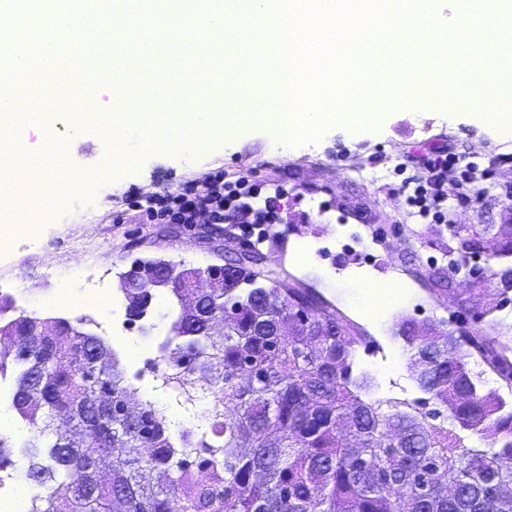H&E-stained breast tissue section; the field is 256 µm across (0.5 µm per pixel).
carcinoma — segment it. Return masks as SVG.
<instances>
[{
  "label": "carcinoma",
  "mask_w": 512,
  "mask_h": 512,
  "mask_svg": "<svg viewBox=\"0 0 512 512\" xmlns=\"http://www.w3.org/2000/svg\"><path fill=\"white\" fill-rule=\"evenodd\" d=\"M456 269L480 251L486 229L449 225ZM492 255H512V224L492 232ZM251 248L225 259L224 287L206 311L224 318V336L203 333L199 315L181 309L171 325L184 360L180 382L211 377L224 404L214 426L223 444L175 446L166 417L153 406L127 410L124 371L99 338L64 319L21 317L14 336L22 366L18 414L50 439L49 463H30L37 512H512V411L483 394L470 364L482 362L512 382V361L479 333L438 336L406 321L400 332L416 352L409 371L426 402L364 399L353 374L358 326L311 288H292ZM198 271L180 270L175 294L193 290ZM154 288L136 278L124 289L132 308ZM112 403V416L102 411ZM447 418L490 439V450L463 445ZM67 413L91 435L83 448L51 429ZM198 455L193 463L186 449ZM163 471L166 487L141 483L143 468Z\"/></svg>",
  "instance_id": "1"
}]
</instances>
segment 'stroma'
<instances>
[{
    "instance_id": "35a3bbf8",
    "label": "stroma",
    "mask_w": 512,
    "mask_h": 512,
    "mask_svg": "<svg viewBox=\"0 0 512 512\" xmlns=\"http://www.w3.org/2000/svg\"><path fill=\"white\" fill-rule=\"evenodd\" d=\"M112 143L86 131L64 162L70 173L93 171L110 155ZM449 154V179L468 171L482 195L465 203L448 204V221L435 224L415 216L402 186L427 176L435 157ZM229 178L254 176L257 184H278L288 191L283 222L276 236L265 228L247 233L239 225L215 223L200 215L193 224L147 220L143 208L158 195L202 185L215 173ZM512 129L493 137L475 122L451 123L436 112L392 111L380 128L355 131L336 127L319 140L288 155L275 151L268 134L254 129L231 150H221L190 164L180 154L141 156L125 187L76 185L62 199H50L34 212L31 225L39 236L27 248L15 243L14 232H0V278L10 280L19 300L0 314L8 322L19 316L64 318L80 331L100 335L99 324L118 313L128 339L142 344L148 357L171 333V293L155 291L142 316L111 305L92 310L82 303L81 284L96 267L108 269L111 296H121L120 280L136 260L164 259L181 268L206 269L224 256L260 246L266 268L298 288H311L335 304L358 324L368 342L355 353V374L366 376L363 398L386 397L388 378H396L411 392L424 394L408 370L411 350L396 333L401 321L433 325L437 332L454 328L457 298L448 297L432 280L447 273L445 257L456 247L452 224H512ZM357 234L353 251H342L350 234ZM398 281L407 292L379 319L368 318L362 306L366 283ZM126 383L142 398L154 402L166 417L171 435L186 427L202 430L204 418L185 421L169 398L157 390L147 361L123 362ZM7 423H0V441L22 459L35 430L15 410L0 403Z\"/></svg>"
}]
</instances>
